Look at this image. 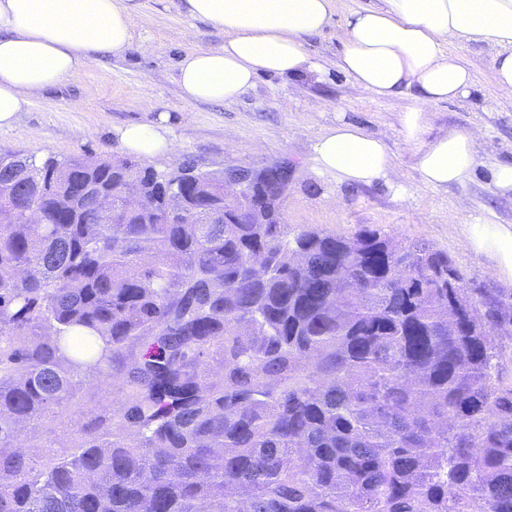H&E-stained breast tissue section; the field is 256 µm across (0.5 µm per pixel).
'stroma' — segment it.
Masks as SVG:
<instances>
[{"label":"stroma","mask_w":512,"mask_h":512,"mask_svg":"<svg viewBox=\"0 0 512 512\" xmlns=\"http://www.w3.org/2000/svg\"><path fill=\"white\" fill-rule=\"evenodd\" d=\"M135 40L149 39L154 49H131L104 57L71 76L65 86L33 98L19 122L0 130V151H18L42 159L125 155L119 128L149 124L166 117L175 146L153 168L170 173L182 166L199 172L242 164L260 170L288 160L292 175L284 201L287 224L319 227L349 235L370 224L399 237L423 241L444 251L470 280L487 288L512 289V275L501 269L494 252L469 242L476 223L512 231V193L494 183L497 165L512 163V95L494 78V52L485 44L462 42L448 53L472 73L470 97L441 101L427 113L421 143L451 131L482 128L480 162L462 182L445 189L426 186L406 144L401 119L415 105L411 94L377 98L357 93L337 66L346 14L361 7L381 8L385 0H336L326 28L308 37L307 50L326 67L323 80H288L259 75L252 88L231 104L186 102L177 83V65L185 51L223 45L224 35L209 24L189 19L179 0H131ZM80 108H73V101ZM360 125L385 138L400 172L402 192L384 184L337 183L316 172L313 144L339 120ZM112 403V386L91 383L76 405L50 418L46 428L25 431L26 445L37 460L68 455L78 427ZM55 445L38 447L44 434Z\"/></svg>","instance_id":"35a3bbf8"}]
</instances>
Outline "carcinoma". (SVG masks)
<instances>
[{
  "label": "carcinoma",
  "mask_w": 512,
  "mask_h": 512,
  "mask_svg": "<svg viewBox=\"0 0 512 512\" xmlns=\"http://www.w3.org/2000/svg\"><path fill=\"white\" fill-rule=\"evenodd\" d=\"M250 190L262 224L222 171L0 151V512H512V290ZM92 380L38 466L24 429ZM112 383H96L91 381L85 393L78 399L76 405L67 414L52 416L46 426L52 430L50 434L54 439V448L32 447L39 443L45 435L42 428L36 423L25 430V444L31 446L26 450L34 455L39 463H45L46 459H55L68 455L72 448V439L78 427L96 415L103 406H112ZM35 427V428H34ZM34 439H33V438Z\"/></svg>",
  "instance_id": "obj_1"
}]
</instances>
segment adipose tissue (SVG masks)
<instances>
[{"instance_id":"1","label":"adipose tissue","mask_w":512,"mask_h":512,"mask_svg":"<svg viewBox=\"0 0 512 512\" xmlns=\"http://www.w3.org/2000/svg\"><path fill=\"white\" fill-rule=\"evenodd\" d=\"M182 7L224 35L222 46L193 48L181 58L177 83L187 102H235L261 73L292 80L325 74L305 39L328 25L335 0H182ZM460 41L498 47L495 80L511 94L512 0H385L381 8L350 11L343 24L338 65L353 87L378 97L413 94L403 134L424 184L434 189L462 181L480 159L477 128L420 141L430 105L472 92L470 70L448 53ZM135 46L151 49L149 40L132 38L129 0H0V129L14 127L35 96L61 88L91 61ZM119 137L148 160L173 147L161 121L126 125ZM313 153L318 172L337 182L398 186L386 142L361 126L328 127Z\"/></svg>"}]
</instances>
